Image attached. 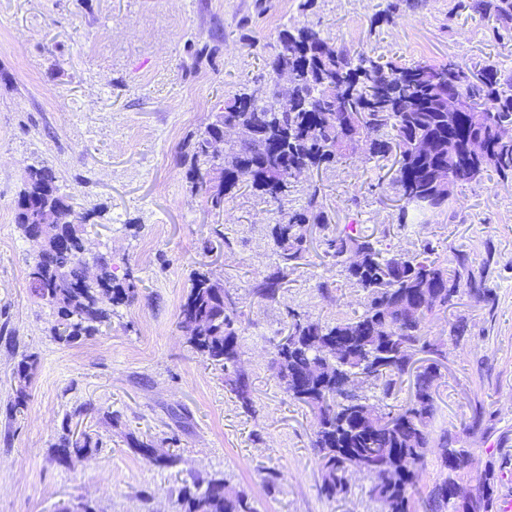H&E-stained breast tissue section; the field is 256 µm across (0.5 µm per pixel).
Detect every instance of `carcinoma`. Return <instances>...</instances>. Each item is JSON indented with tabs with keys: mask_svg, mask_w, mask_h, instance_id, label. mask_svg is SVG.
Instances as JSON below:
<instances>
[{
	"mask_svg": "<svg viewBox=\"0 0 512 512\" xmlns=\"http://www.w3.org/2000/svg\"><path fill=\"white\" fill-rule=\"evenodd\" d=\"M457 8L491 23L497 43L512 53V0H458ZM269 66L275 73L288 68L297 74L298 95L288 111H277L275 85L235 94L191 143L190 179L215 211L224 208L226 195L243 182L284 206L297 183L295 170L338 163L356 136L366 140L376 161L392 157L397 163L391 187L405 203L398 217L401 225L408 220L407 205L422 208L426 206L422 199L431 201L426 206L430 209L448 207L451 193L439 187L441 175L454 185L494 174L503 179L512 176V139L502 135L504 128H512V68L453 60L441 66L420 61L383 66L365 52L352 54L329 46L327 38L308 28L283 30ZM447 88L474 99L482 111L448 119L441 110ZM231 120L252 126L264 140L249 146L230 144L218 163L209 151L210 140L220 135L216 124ZM418 136L431 142L430 149L423 154L402 152L403 144ZM475 139L485 145L479 155L470 151ZM217 165L223 167V188L212 193L204 175ZM56 182L49 167L28 170L16 200L17 224L27 236L43 210L58 213L60 223L42 228L43 245L28 278L35 294L57 310L51 335L69 343L94 336L110 323L111 306L132 302L136 284L131 275L123 284L113 283L111 267L100 259L97 282L85 283L82 225L71 220L72 205L59 194ZM321 193L322 188L312 187L305 204L288 210L272 227L278 263L252 287L259 298L276 300L288 274L307 253L308 228L325 231L333 223ZM322 244L340 275L363 291V311L333 323L290 312L287 341L274 346L279 383L291 401L315 416L310 447L319 463L321 494L328 499L346 497L357 471L355 458L362 457L370 462L368 494L383 512H414L437 417L435 386L441 376L437 361L420 364L417 355H439L428 336V323L435 312L448 310L462 284L469 285L477 298L485 291L475 286L472 275H463V255H455L453 261L442 259L429 241L412 255L390 253L349 224L333 236H323ZM178 324L192 351L224 367L225 384L244 413H256L252 382L241 364L242 313L208 273L194 272ZM35 365L36 358L29 355L16 367L14 416L24 414ZM369 367L377 372L370 383L372 399L355 385L356 376ZM407 377L412 381L411 398L400 405L388 403ZM127 441L152 463L170 467L178 462L173 454H158L152 439L130 433ZM454 443L448 430H442L440 475L426 499L430 512H491L495 507L491 463L485 465L484 486L467 509L459 510L451 498V489L468 481L474 462L473 449ZM102 447L100 438L87 430L76 434L65 423L53 456L64 461ZM178 505L179 512H255L244 490L216 477L183 486Z\"/></svg>",
	"mask_w": 512,
	"mask_h": 512,
	"instance_id": "obj_1",
	"label": "carcinoma"
}]
</instances>
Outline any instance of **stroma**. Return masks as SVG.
<instances>
[{
    "instance_id": "stroma-1",
    "label": "stroma",
    "mask_w": 512,
    "mask_h": 512,
    "mask_svg": "<svg viewBox=\"0 0 512 512\" xmlns=\"http://www.w3.org/2000/svg\"><path fill=\"white\" fill-rule=\"evenodd\" d=\"M455 2L0 0V512H52L78 496L100 512H178L180 489L214 475L245 489L257 512H381L359 474L346 498L321 496L314 416L288 399L272 366L289 311L350 317L362 310V292L324 257L317 231L277 300L254 296L255 280L276 265L269 229L280 209L243 186L209 210L186 180L185 157L225 99L271 85L265 60L286 28H312L399 65L489 59L512 68L486 22L452 16ZM41 165L70 198L86 258L111 256L137 285L110 325L72 344L51 335L56 313L28 282L37 247L16 220L25 174ZM394 175L353 152L300 181L289 205L299 208L314 183L335 215L333 231L354 224L395 251L427 240L439 256H467L487 295L460 291L428 327L445 352L436 426L473 449V474L493 461L496 500L512 498V179L457 185L447 209L411 214L402 226ZM198 269L244 314L241 361L256 415L242 412L223 368L203 362L178 328ZM460 318L469 332L457 339L450 328ZM31 354L27 409L15 418L13 372ZM85 402L95 413L75 416ZM112 411L119 423L106 421ZM66 423L97 434L101 450L56 460L51 448ZM130 433L164 442L179 464L143 459ZM271 471L281 475L273 490Z\"/></svg>"
}]
</instances>
